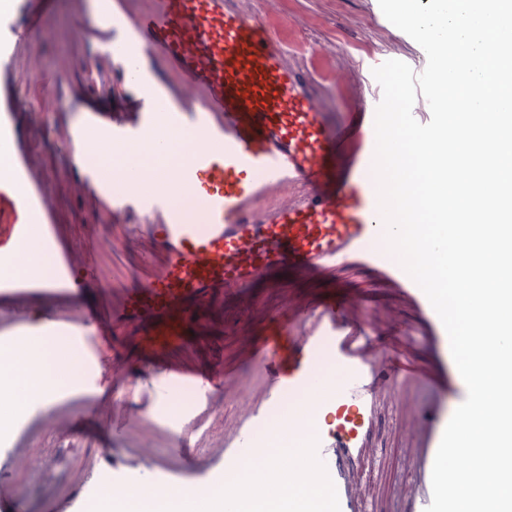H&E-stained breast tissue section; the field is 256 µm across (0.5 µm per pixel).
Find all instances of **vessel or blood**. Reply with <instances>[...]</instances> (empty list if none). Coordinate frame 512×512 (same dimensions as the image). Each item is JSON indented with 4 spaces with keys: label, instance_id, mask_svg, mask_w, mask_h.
<instances>
[{
    "label": "vessel or blood",
    "instance_id": "1",
    "mask_svg": "<svg viewBox=\"0 0 512 512\" xmlns=\"http://www.w3.org/2000/svg\"><path fill=\"white\" fill-rule=\"evenodd\" d=\"M142 3L127 19L114 12L112 0H100L107 27L79 29L84 37L105 43L122 31L140 112L126 124L90 112L70 133L88 153L104 137L152 152L173 128L197 141L150 198L132 192L115 197L95 169L87 171L84 187L101 198L107 212L124 206L146 214L145 223L124 225L114 245L117 253L141 259L137 286L119 302L97 303L102 275L93 254L99 244L63 241L51 209L53 186L35 178L23 145H15L9 171L0 177V267L11 263L20 243L52 258L45 279L1 278L0 304L21 305L34 294L49 297L55 309L41 319L37 333L62 335L82 346L87 388L109 381L139 402L135 411L113 408L108 419L112 446L106 451L111 465L91 460L81 486L59 512H86L102 484L110 485L118 502L144 482L160 498L175 487L199 498L220 482L226 512L246 493L254 512H264L266 502L279 493L273 480L277 472L305 489L282 512H371L354 484L352 466L369 446L380 407L393 403L402 407L399 432L412 460L397 495L407 499L410 512H424L432 499L435 454L452 412L438 402L419 406L405 399L404 389L427 377L439 393L454 395L459 403L467 389L439 316L387 253L374 171V112H361L351 132L340 131L300 70L238 0ZM23 37V29L0 26V130L11 134L16 114L10 64ZM144 51L156 53L176 72L177 86L145 69ZM18 184L25 185L24 195L15 193ZM286 188L293 191L287 200L262 206V199ZM35 214L41 222L33 228L29 220ZM343 263L373 268L414 305L437 359L430 374L389 349L379 327L393 325V315H364V300L357 295L321 304L289 299L287 321L277 323L272 340L263 345L249 325L237 328L235 365L254 364L261 374L253 384L244 383L232 368L216 374L214 381L223 384L225 398L234 404L229 417L214 406L210 381L171 367L161 385L96 343L97 337L127 329L136 350L152 359L187 352L211 332V308L238 297L244 286L278 270L331 269ZM326 362L341 381L324 394L315 380ZM83 403L80 395L55 398L46 423L20 424L0 447V471L26 463L31 440L43 428H64ZM175 403L180 406L175 427L153 433L148 412ZM272 428L292 436L289 453H265L261 435ZM158 435L168 441V455H150ZM248 448L261 452V463L249 469L244 484L227 482V473L239 467Z\"/></svg>",
    "mask_w": 512,
    "mask_h": 512
}]
</instances>
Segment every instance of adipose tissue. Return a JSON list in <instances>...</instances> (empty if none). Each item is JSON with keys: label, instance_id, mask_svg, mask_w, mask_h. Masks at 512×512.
Segmentation results:
<instances>
[{"label": "adipose tissue", "instance_id": "1", "mask_svg": "<svg viewBox=\"0 0 512 512\" xmlns=\"http://www.w3.org/2000/svg\"><path fill=\"white\" fill-rule=\"evenodd\" d=\"M191 139V134L184 131L169 132L165 148L151 153L107 144L98 148L88 162L96 166L114 188L132 189L150 182L152 172L169 170L180 163ZM32 341L40 345V355L25 363L14 362L15 351ZM0 359L9 361L10 376L25 379L23 387L12 390V415H27L53 396L75 392L81 386L82 352L78 344L66 337L40 336L32 340L25 336L0 340Z\"/></svg>", "mask_w": 512, "mask_h": 512}]
</instances>
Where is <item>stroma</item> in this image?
Here are the masks:
<instances>
[{
  "mask_svg": "<svg viewBox=\"0 0 512 512\" xmlns=\"http://www.w3.org/2000/svg\"><path fill=\"white\" fill-rule=\"evenodd\" d=\"M372 0H241L242 8L268 26L286 47L293 62L318 92L323 111L334 122L348 119L361 98L370 97L377 86L374 68L397 57L423 68L422 49L412 39L376 17ZM97 0H50L43 27L52 29V41L30 35L13 58V80L18 95L17 127L30 144L39 173L55 180L53 209L72 243L89 238L111 240L118 225L140 224L139 212H120L107 217L92 198L80 192L84 169L75 165L67 141L71 127L83 118L87 103H95L116 118H127L137 109V96L113 49L78 36L79 22L91 19ZM54 84L52 94H42L40 80ZM94 261L106 280L108 297L137 284L135 261L111 249L96 253ZM352 291L367 294L375 310L396 316L402 337L399 350L410 353L420 365H428L425 346L412 342L420 330L416 312L396 300L389 285L368 270L342 266L335 274L298 275L288 271L243 288L239 300L225 301L213 312L215 329L201 342L192 367L206 372L218 362L232 359L229 339L241 319H250L257 336H265L269 316L282 314L285 295L317 301ZM396 406L383 410L374 430V446L358 469L356 481L361 497L374 512H396L394 490L410 467L408 451L397 437ZM32 448L45 460L43 470H14L12 484L19 512H48L54 502L75 491L85 466L105 451L93 437L46 432Z\"/></svg>",
  "mask_w": 512,
  "mask_h": 512,
  "instance_id": "1",
  "label": "stroma"
}]
</instances>
